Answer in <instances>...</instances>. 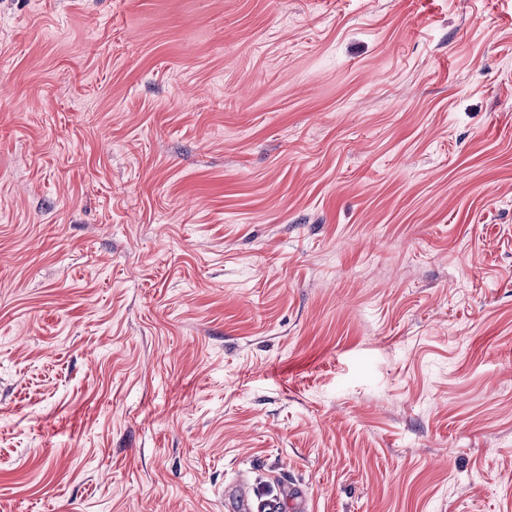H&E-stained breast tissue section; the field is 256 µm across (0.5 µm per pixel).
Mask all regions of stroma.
<instances>
[{
    "label": "stroma",
    "mask_w": 512,
    "mask_h": 512,
    "mask_svg": "<svg viewBox=\"0 0 512 512\" xmlns=\"http://www.w3.org/2000/svg\"><path fill=\"white\" fill-rule=\"evenodd\" d=\"M512 512V0H0V512ZM278 492L263 497L241 484L226 487L224 508L227 512H308L304 490L296 484L277 481Z\"/></svg>",
    "instance_id": "35a3bbf8"
}]
</instances>
